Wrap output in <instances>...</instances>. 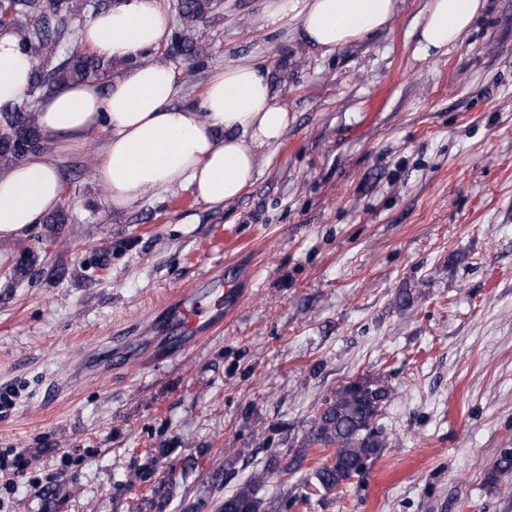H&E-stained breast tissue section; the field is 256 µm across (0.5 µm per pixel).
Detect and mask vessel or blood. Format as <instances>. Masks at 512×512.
Returning a JSON list of instances; mask_svg holds the SVG:
<instances>
[{
	"label": "vessel or blood",
	"instance_id": "obj_1",
	"mask_svg": "<svg viewBox=\"0 0 512 512\" xmlns=\"http://www.w3.org/2000/svg\"><path fill=\"white\" fill-rule=\"evenodd\" d=\"M236 298V290L225 283L223 275H209L166 306L156 329L171 345L190 347L222 326L224 307Z\"/></svg>",
	"mask_w": 512,
	"mask_h": 512
}]
</instances>
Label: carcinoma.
<instances>
[{"label": "carcinoma", "mask_w": 512, "mask_h": 512, "mask_svg": "<svg viewBox=\"0 0 512 512\" xmlns=\"http://www.w3.org/2000/svg\"><path fill=\"white\" fill-rule=\"evenodd\" d=\"M213 0H178L180 18L198 22L211 10ZM89 7L88 0H0V29L9 28L28 51L36 50L44 60L58 59L70 21L81 17ZM176 45L190 57L199 58L206 45L187 31L175 36ZM112 61L95 55L72 53L42 74L32 76L30 96H35L45 81L61 89L69 84L90 79L111 68ZM0 127L16 137L15 143L0 146V166L10 167L24 161L29 154L45 149L40 144L38 112L26 103L0 110ZM394 392L380 378L359 377L337 388L326 398L311 421L307 446L332 450L331 458L321 462L312 472L315 484L331 492L360 475L380 457L388 438L377 427V420L393 398ZM306 452L293 456L271 455L262 468L232 494L224 497L218 512H288L295 500L288 495H260L271 474L286 478L301 469Z\"/></svg>", "instance_id": "cac0c4a2"}]
</instances>
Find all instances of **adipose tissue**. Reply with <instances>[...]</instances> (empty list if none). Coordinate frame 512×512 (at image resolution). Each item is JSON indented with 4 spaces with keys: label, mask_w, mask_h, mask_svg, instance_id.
<instances>
[{
    "label": "adipose tissue",
    "mask_w": 512,
    "mask_h": 512,
    "mask_svg": "<svg viewBox=\"0 0 512 512\" xmlns=\"http://www.w3.org/2000/svg\"><path fill=\"white\" fill-rule=\"evenodd\" d=\"M484 6L485 0H429L417 55L447 53ZM399 12V0H268L259 22L264 28L296 23L311 47L329 53L386 29ZM170 34L162 0H120L87 22L82 41L100 57L129 61L122 77L105 87L74 83L38 104L46 135L82 141L94 130L105 131L97 171L116 210L147 191L175 186L213 206L232 202L252 182L262 150L278 144L288 128V112L274 100L268 71L251 62L217 70L198 107L172 106L174 69L134 62L165 45ZM33 66L17 35L0 30V103L26 99ZM61 197L60 177L42 155L0 170V240H14L40 223Z\"/></svg>",
    "instance_id": "ef3b65f1"
}]
</instances>
